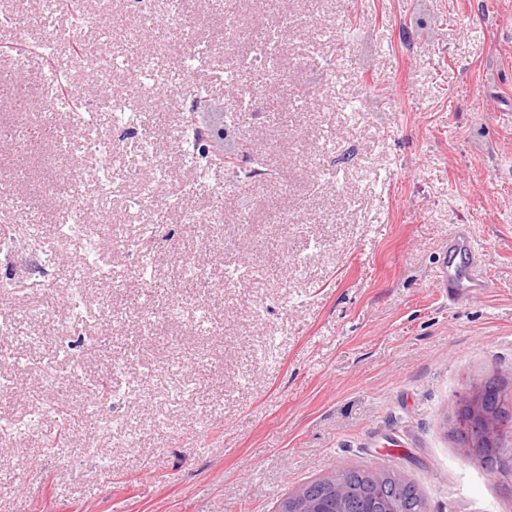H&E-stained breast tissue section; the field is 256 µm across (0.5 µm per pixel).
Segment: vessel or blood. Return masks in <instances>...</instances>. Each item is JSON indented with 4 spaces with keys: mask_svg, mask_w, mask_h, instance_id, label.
Returning <instances> with one entry per match:
<instances>
[{
    "mask_svg": "<svg viewBox=\"0 0 512 512\" xmlns=\"http://www.w3.org/2000/svg\"><path fill=\"white\" fill-rule=\"evenodd\" d=\"M448 260L436 274L438 287L442 288L449 304L470 299L475 294L484 292L487 283L471 270L479 259V254L472 245L468 226H458L449 237Z\"/></svg>",
    "mask_w": 512,
    "mask_h": 512,
    "instance_id": "obj_1",
    "label": "vessel or blood"
}]
</instances>
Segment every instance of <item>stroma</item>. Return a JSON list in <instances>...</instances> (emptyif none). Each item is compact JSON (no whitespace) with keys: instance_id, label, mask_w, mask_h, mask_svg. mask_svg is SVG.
<instances>
[{"instance_id":"35a3bbf8","label":"stroma","mask_w":512,"mask_h":512,"mask_svg":"<svg viewBox=\"0 0 512 512\" xmlns=\"http://www.w3.org/2000/svg\"><path fill=\"white\" fill-rule=\"evenodd\" d=\"M78 7L85 26L59 13L50 58L0 53V128L81 136L72 113L14 109L19 86L53 69L122 145L114 163L52 135L0 146V225L15 227L0 245L14 287L0 296L13 379L0 419L39 422L0 433V512H279L353 467L400 473L427 512H512V439L493 470L455 431L476 388L512 405V0H197L178 44L134 0ZM41 9L0 0V46L45 41ZM262 41L270 66L240 67ZM200 42L235 76L211 113L235 112L228 140L260 169L249 181L184 162L188 90L206 72L181 62ZM141 55L159 59L152 76ZM252 88L271 108L236 112ZM114 101L135 121L105 111ZM146 136L165 170L152 193ZM459 224L489 286L452 305L434 275ZM151 226L149 299L136 247ZM90 249L120 287L66 276ZM171 304L142 334L143 309ZM48 362L79 375L51 382ZM63 406L81 418L50 451Z\"/></svg>"}]
</instances>
